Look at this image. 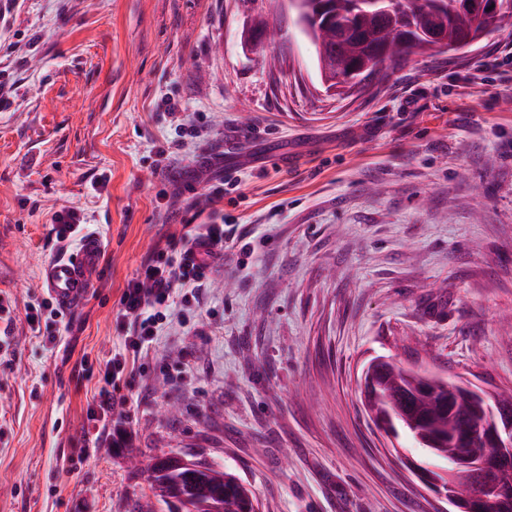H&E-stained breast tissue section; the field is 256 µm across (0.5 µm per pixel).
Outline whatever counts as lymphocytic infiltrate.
Instances as JSON below:
<instances>
[{"mask_svg":"<svg viewBox=\"0 0 512 512\" xmlns=\"http://www.w3.org/2000/svg\"><path fill=\"white\" fill-rule=\"evenodd\" d=\"M227 234L220 224H195L184 219L181 249H156L123 292L116 319L125 330L123 350L107 361L104 385L96 404L101 414L114 412L122 402L110 387L122 375L134 374L152 349L161 325L176 309L199 303L201 289L214 272L212 260L223 255Z\"/></svg>","mask_w":512,"mask_h":512,"instance_id":"1","label":"lymphocytic infiltrate"}]
</instances>
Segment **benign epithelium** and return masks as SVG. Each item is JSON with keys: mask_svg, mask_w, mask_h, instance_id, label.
Returning a JSON list of instances; mask_svg holds the SVG:
<instances>
[{"mask_svg": "<svg viewBox=\"0 0 512 512\" xmlns=\"http://www.w3.org/2000/svg\"><path fill=\"white\" fill-rule=\"evenodd\" d=\"M385 365L386 360L378 358L364 367L361 387L365 401L377 399L378 380ZM460 391L485 398L483 392L461 379L448 387V407H454ZM448 442L464 447L467 452L450 460L443 472L445 480H439L429 467L418 470L419 477L448 501L452 512H498L512 498V487L498 483L495 478L499 469L512 465V408L485 406L481 422L461 424L457 433L448 436Z\"/></svg>", "mask_w": 512, "mask_h": 512, "instance_id": "benign-epithelium-1", "label": "benign epithelium"}]
</instances>
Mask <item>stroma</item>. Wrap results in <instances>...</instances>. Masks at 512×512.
Instances as JSON below:
<instances>
[{"label":"stroma","mask_w":512,"mask_h":512,"mask_svg":"<svg viewBox=\"0 0 512 512\" xmlns=\"http://www.w3.org/2000/svg\"><path fill=\"white\" fill-rule=\"evenodd\" d=\"M494 58L512 37L345 97L288 0H0V512L148 496L90 411L128 281L219 192L249 250L120 380L131 448L205 453L261 512H446L412 471L445 462L379 430L360 378L383 357L512 389V80L476 73ZM67 209L103 268L54 317L39 268L76 247L52 223Z\"/></svg>","instance_id":"stroma-1"}]
</instances>
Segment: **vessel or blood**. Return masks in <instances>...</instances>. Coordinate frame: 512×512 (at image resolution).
<instances>
[{
  "label": "vessel or blood",
  "instance_id": "vessel-or-blood-1",
  "mask_svg": "<svg viewBox=\"0 0 512 512\" xmlns=\"http://www.w3.org/2000/svg\"><path fill=\"white\" fill-rule=\"evenodd\" d=\"M102 256L100 238L89 235L73 251L42 265V286L58 307L68 311L85 301L100 277Z\"/></svg>",
  "mask_w": 512,
  "mask_h": 512
}]
</instances>
